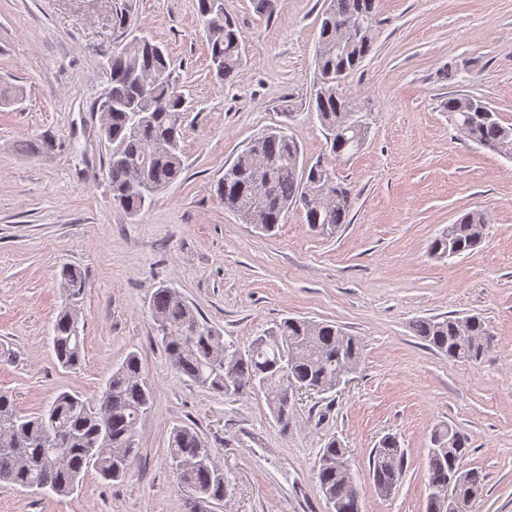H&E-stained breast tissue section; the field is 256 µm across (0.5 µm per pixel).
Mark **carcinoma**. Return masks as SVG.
Masks as SVG:
<instances>
[{
	"label": "carcinoma",
	"instance_id": "obj_1",
	"mask_svg": "<svg viewBox=\"0 0 512 512\" xmlns=\"http://www.w3.org/2000/svg\"><path fill=\"white\" fill-rule=\"evenodd\" d=\"M375 4L376 0H330L323 14L316 53L319 79L311 112L325 131L327 156L304 162L294 138L280 128H270L250 140L254 155L243 153L224 168L217 194L224 208L243 223L269 233L292 207L303 209L307 224L323 235H332L349 223L353 188L336 180L334 164L364 144L351 131L357 117L344 84L373 50ZM197 8L215 76L231 81L243 64V34L224 13L221 0H198ZM349 20L363 25L361 36L339 53L325 51L324 46L336 39V24ZM106 71L110 100L100 133L112 204L136 216L158 191L184 173L180 142L189 105L178 90L164 49L145 36L131 34L121 48L107 54ZM443 107L461 137L512 159V126L502 125L482 100L450 94ZM487 224L483 212L465 213L433 238L430 255L452 258L474 251ZM61 278L68 297L83 294L86 280L80 270L65 269ZM149 311L177 374L223 395L229 390L263 393L283 432L293 419V407L282 398L284 389L299 383L332 391L343 376L356 372L361 361L359 339L334 323L286 318L243 351L234 341L224 339L173 288L159 286ZM457 322L447 316L420 319L413 331L451 359L480 361L493 345L485 321L472 315L463 318L460 327ZM82 345L78 314L68 305L52 327L56 360L64 368H76ZM153 404L152 390L142 379L141 363L133 352L112 370L105 388L93 400L64 391L45 413L31 417L0 393V482L27 490L39 485L48 493L68 496L91 466L105 480L124 477L138 451V426ZM430 442L427 512H448L437 490L482 491L483 477L461 469L468 439L451 425L436 427ZM169 457L177 480L189 491L191 512H208V506L224 500V473L194 429L177 426L172 430ZM404 466L405 450L398 438L385 435L368 459V473L380 495L386 497L396 488ZM316 478L324 496L335 500L337 512H361L350 450L340 440L332 438L320 449Z\"/></svg>",
	"mask_w": 512,
	"mask_h": 512
}]
</instances>
